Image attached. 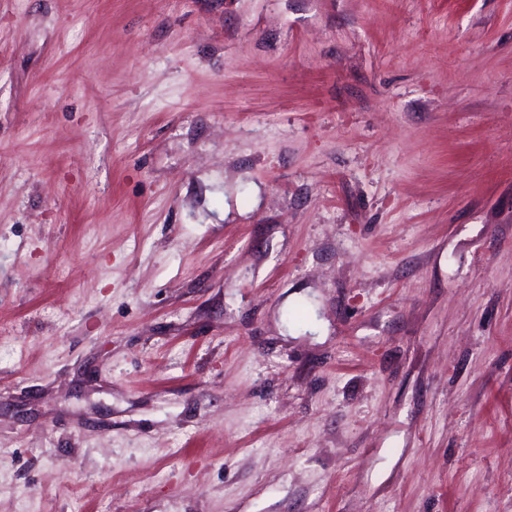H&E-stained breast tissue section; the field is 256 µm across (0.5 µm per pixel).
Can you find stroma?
Here are the masks:
<instances>
[{
  "label": "stroma",
  "mask_w": 512,
  "mask_h": 512,
  "mask_svg": "<svg viewBox=\"0 0 512 512\" xmlns=\"http://www.w3.org/2000/svg\"><path fill=\"white\" fill-rule=\"evenodd\" d=\"M0 512H512V0H0Z\"/></svg>",
  "instance_id": "35a3bbf8"
}]
</instances>
